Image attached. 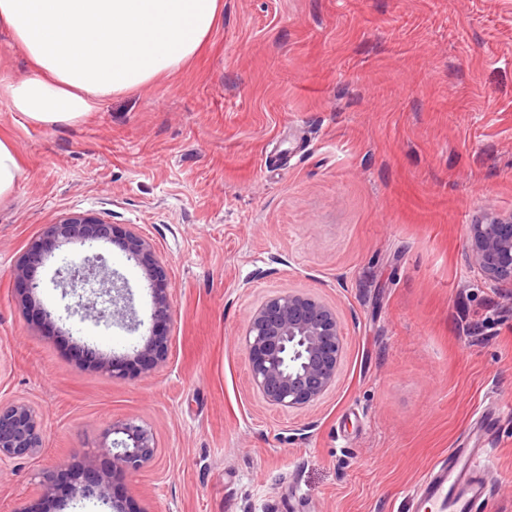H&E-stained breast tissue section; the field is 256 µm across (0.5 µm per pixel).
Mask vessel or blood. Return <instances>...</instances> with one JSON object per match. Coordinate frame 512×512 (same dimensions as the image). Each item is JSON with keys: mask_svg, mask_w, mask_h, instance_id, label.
Wrapping results in <instances>:
<instances>
[{"mask_svg": "<svg viewBox=\"0 0 512 512\" xmlns=\"http://www.w3.org/2000/svg\"><path fill=\"white\" fill-rule=\"evenodd\" d=\"M483 454L480 448H455L432 468L415 491L426 512H480L490 495Z\"/></svg>", "mask_w": 512, "mask_h": 512, "instance_id": "vessel-or-blood-1", "label": "vessel or blood"}]
</instances>
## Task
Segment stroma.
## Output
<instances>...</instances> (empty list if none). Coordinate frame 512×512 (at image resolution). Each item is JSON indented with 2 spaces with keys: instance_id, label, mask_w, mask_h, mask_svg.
<instances>
[{
  "instance_id": "stroma-1",
  "label": "stroma",
  "mask_w": 512,
  "mask_h": 512,
  "mask_svg": "<svg viewBox=\"0 0 512 512\" xmlns=\"http://www.w3.org/2000/svg\"><path fill=\"white\" fill-rule=\"evenodd\" d=\"M223 2L193 62L79 123L0 99L24 163L0 201V401L32 405L44 434L0 480V512L43 471H111L102 437L126 418L154 432L155 462L106 503L55 490L48 512H420L415 485L488 416L482 512H512V292L483 286L467 234L512 214V0ZM69 215L135 226L161 254L174 315L155 371L75 353L129 359L149 337L150 283L120 238L92 251L127 281L125 317L67 314L53 279L90 251L77 242L17 290ZM288 289L335 307L345 351L320 401L274 412L237 336ZM83 356L90 363H96L105 372L112 374V377H123L127 374L126 361L113 356L112 358L103 357L98 350L89 346H83L81 350Z\"/></svg>"
}]
</instances>
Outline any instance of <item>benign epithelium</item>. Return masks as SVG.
Masks as SVG:
<instances>
[{
	"label": "benign epithelium",
	"instance_id": "7a95c632",
	"mask_svg": "<svg viewBox=\"0 0 512 512\" xmlns=\"http://www.w3.org/2000/svg\"><path fill=\"white\" fill-rule=\"evenodd\" d=\"M474 244L473 262L492 288H512V216L489 217L469 225ZM114 237V225L103 218L71 216L49 225L30 247L16 273L25 280V292L35 293L39 283L26 279L28 264H41L62 243H93ZM128 260L135 262L151 282L165 279L163 261L153 244L136 227L122 233ZM95 283L109 306L97 308V301L80 293V287ZM63 294L75 298L65 310L71 314H96V320L112 319V308L127 300L128 287L118 282L114 272L99 255L70 265L61 280ZM150 336L136 351L135 359L145 372L154 370L167 357L168 346L160 333L167 332L173 320L171 294L167 288H154ZM241 344L248 362L251 390L276 411L308 407L319 401L336 383L344 353V335L335 308L300 291H283L265 299L251 314L241 333ZM85 359L114 377L127 374L126 361L106 358L98 350L82 347ZM43 447L38 412L25 402H0V479L13 471L20 459L36 454ZM101 448L112 458V470L133 475L154 462L158 455L156 436L135 419L112 422L104 433ZM88 476L78 486L81 496L106 499L109 486L99 477L94 460H87Z\"/></svg>",
	"mask_w": 512,
	"mask_h": 512
}]
</instances>
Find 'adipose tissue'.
I'll use <instances>...</instances> for the list:
<instances>
[{"instance_id": "1", "label": "adipose tissue", "mask_w": 512, "mask_h": 512, "mask_svg": "<svg viewBox=\"0 0 512 512\" xmlns=\"http://www.w3.org/2000/svg\"><path fill=\"white\" fill-rule=\"evenodd\" d=\"M223 0H0V30L29 74L0 77V96L43 126L74 124L96 103L188 65L207 44Z\"/></svg>"}]
</instances>
